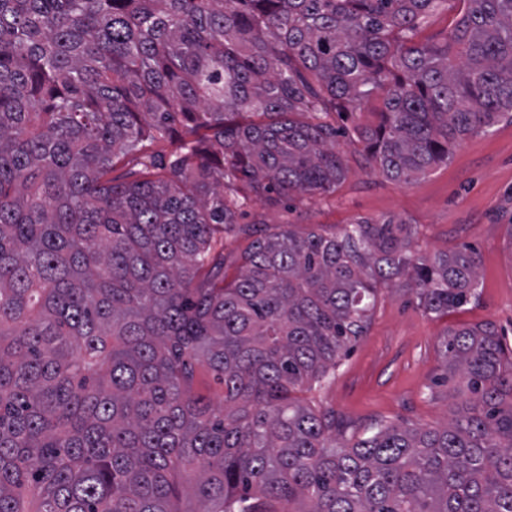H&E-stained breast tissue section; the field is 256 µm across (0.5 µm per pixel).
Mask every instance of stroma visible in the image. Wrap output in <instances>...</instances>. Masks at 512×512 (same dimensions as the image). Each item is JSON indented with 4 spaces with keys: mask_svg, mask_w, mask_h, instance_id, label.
<instances>
[{
    "mask_svg": "<svg viewBox=\"0 0 512 512\" xmlns=\"http://www.w3.org/2000/svg\"><path fill=\"white\" fill-rule=\"evenodd\" d=\"M362 217L410 224L415 243L428 254L474 246L481 259L480 298L435 317L398 288L380 287L367 331L342 356L335 376L300 397L335 411L349 435L378 422L443 424L460 400L458 381L442 378L446 331L484 325L512 349V123L466 138L447 164L411 183L384 179L353 161L336 193L290 205L255 195L246 220L337 234Z\"/></svg>",
    "mask_w": 512,
    "mask_h": 512,
    "instance_id": "35a3bbf8",
    "label": "stroma"
}]
</instances>
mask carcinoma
<instances>
[{
	"label": "carcinoma",
	"instance_id": "cac0c4a2",
	"mask_svg": "<svg viewBox=\"0 0 512 512\" xmlns=\"http://www.w3.org/2000/svg\"><path fill=\"white\" fill-rule=\"evenodd\" d=\"M445 2L0 0V512H512L495 331L447 332L441 426L351 440L294 397L379 286L429 315L477 301L478 252H415L393 218L240 223L251 193L336 192V117L372 99L357 152L404 184L512 123V0L415 40ZM248 244L242 236L228 235L224 236V256H226V264L224 269L228 280L239 273L241 262L239 256Z\"/></svg>",
	"mask_w": 512,
	"mask_h": 512
}]
</instances>
